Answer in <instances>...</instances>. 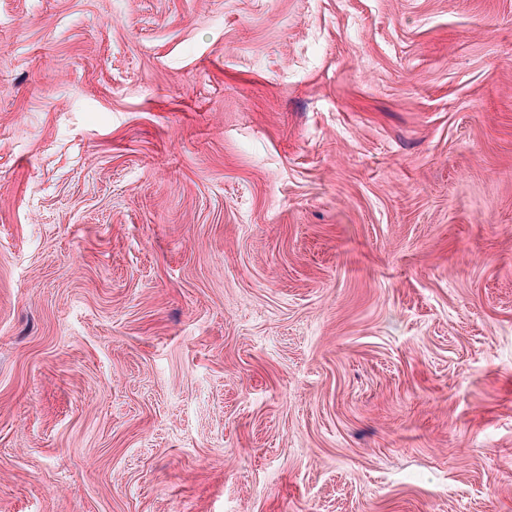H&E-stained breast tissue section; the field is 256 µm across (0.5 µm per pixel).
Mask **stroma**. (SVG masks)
I'll list each match as a JSON object with an SVG mask.
<instances>
[{"mask_svg": "<svg viewBox=\"0 0 512 512\" xmlns=\"http://www.w3.org/2000/svg\"><path fill=\"white\" fill-rule=\"evenodd\" d=\"M0 512H512V0H0Z\"/></svg>", "mask_w": 512, "mask_h": 512, "instance_id": "1", "label": "stroma"}]
</instances>
